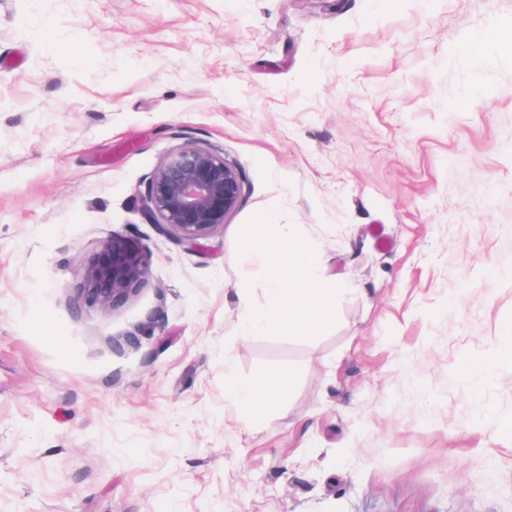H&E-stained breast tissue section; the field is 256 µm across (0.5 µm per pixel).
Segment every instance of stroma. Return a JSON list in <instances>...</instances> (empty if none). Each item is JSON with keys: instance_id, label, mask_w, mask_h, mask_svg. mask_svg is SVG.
<instances>
[{"instance_id": "stroma-1", "label": "stroma", "mask_w": 512, "mask_h": 512, "mask_svg": "<svg viewBox=\"0 0 512 512\" xmlns=\"http://www.w3.org/2000/svg\"><path fill=\"white\" fill-rule=\"evenodd\" d=\"M512 0H0V512H512ZM194 143L244 179L198 243L140 213ZM302 225L332 326L241 338L239 240ZM151 269L82 297L112 234ZM137 344L126 341L135 327ZM289 376L247 422L224 381ZM144 248L122 234H112L84 267L83 292L90 306L114 309L125 303L149 277Z\"/></svg>"}]
</instances>
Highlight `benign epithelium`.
Listing matches in <instances>:
<instances>
[{
  "label": "benign epithelium",
  "mask_w": 512,
  "mask_h": 512,
  "mask_svg": "<svg viewBox=\"0 0 512 512\" xmlns=\"http://www.w3.org/2000/svg\"><path fill=\"white\" fill-rule=\"evenodd\" d=\"M244 194L235 165L215 148L187 143L163 158L141 195L143 215L157 230L194 244L224 227ZM149 277L144 248L118 233L107 237L84 267L83 292L104 311L125 303Z\"/></svg>",
  "instance_id": "7a95c632"
}]
</instances>
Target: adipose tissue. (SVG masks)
<instances>
[{"mask_svg": "<svg viewBox=\"0 0 512 512\" xmlns=\"http://www.w3.org/2000/svg\"><path fill=\"white\" fill-rule=\"evenodd\" d=\"M240 246L265 291L264 304L242 320L240 335L314 332L334 322L342 284L319 273L320 254L301 225H255ZM290 390V380L273 372L225 385L229 403L242 415L264 413L271 402L285 400Z\"/></svg>", "mask_w": 512, "mask_h": 512, "instance_id": "1", "label": "adipose tissue"}]
</instances>
